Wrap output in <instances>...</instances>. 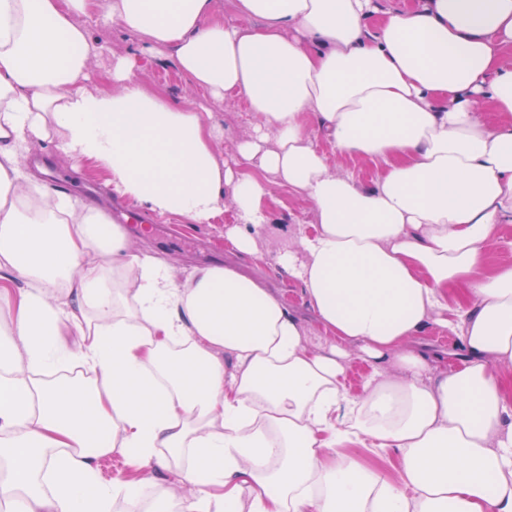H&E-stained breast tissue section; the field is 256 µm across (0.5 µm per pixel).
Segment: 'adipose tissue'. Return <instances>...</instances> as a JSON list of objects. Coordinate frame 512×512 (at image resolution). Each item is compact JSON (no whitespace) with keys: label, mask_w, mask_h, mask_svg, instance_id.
Segmentation results:
<instances>
[{"label":"adipose tissue","mask_w":512,"mask_h":512,"mask_svg":"<svg viewBox=\"0 0 512 512\" xmlns=\"http://www.w3.org/2000/svg\"><path fill=\"white\" fill-rule=\"evenodd\" d=\"M91 0H0V505L9 512H177V466L199 512H512V0H106L104 17L173 52L202 94L178 107L100 45ZM256 122L218 153L212 104ZM380 160L373 187L333 171ZM105 167L115 196L207 224L252 254L273 186L313 206L303 259L281 266L335 342L232 264L178 277L105 208L30 170L36 143ZM264 171V178L249 173ZM462 311L460 370L432 375L414 341ZM371 370L356 392L348 361ZM83 375H73V368ZM392 449L393 473L357 449ZM132 475L103 483L99 457ZM317 135V141L320 148L328 155L332 164V169L338 173L353 176L359 183L364 186H371L384 168L382 161H375L369 164H361L352 159L340 156L336 149L327 142V140L318 134L317 127L312 129Z\"/></svg>","instance_id":"1"}]
</instances>
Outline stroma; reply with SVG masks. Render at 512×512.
Returning a JSON list of instances; mask_svg holds the SVG:
<instances>
[{"instance_id":"1","label":"stroma","mask_w":512,"mask_h":512,"mask_svg":"<svg viewBox=\"0 0 512 512\" xmlns=\"http://www.w3.org/2000/svg\"><path fill=\"white\" fill-rule=\"evenodd\" d=\"M85 24L93 39L102 47L98 56L90 62L89 89H110L112 55L129 50L135 52L137 58L135 76L149 91L178 105L197 99V92L188 85L169 55L143 48L133 35L119 25L103 24L92 17L86 18ZM217 118L224 130L218 145L224 153H232L235 143L250 133L254 118L240 100L219 104ZM29 161L44 167L45 172L41 176L43 182H50L52 175H61L68 182V193L78 200L84 202L93 199L108 209L120 210L124 224L133 234L135 245L166 256L176 266L188 268L231 256L224 241V227L236 221L232 206H225L221 219L208 224H192L178 216L150 218L142 215L129 202L113 198L105 170L87 163L75 166L73 161L57 154L49 143L35 145ZM275 195L278 202L273 206L269 223L256 238V254L240 256L238 262L254 277L281 292L301 318L310 345L329 347V339L325 338L304 301L301 281L290 275L278 260L281 252L296 249L299 233L310 231L314 222L313 208L307 200L287 189H277ZM419 344L433 356L436 371L450 373L460 368L458 339L451 329L429 325L420 336Z\"/></svg>"}]
</instances>
